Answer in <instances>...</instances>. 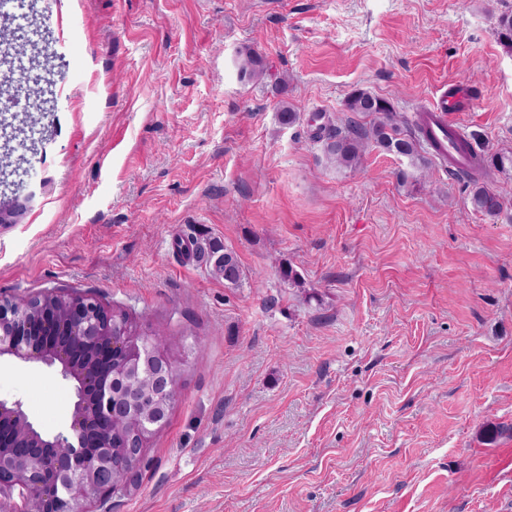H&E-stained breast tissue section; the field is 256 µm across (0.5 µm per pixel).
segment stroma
Listing matches in <instances>:
<instances>
[{
    "mask_svg": "<svg viewBox=\"0 0 512 512\" xmlns=\"http://www.w3.org/2000/svg\"><path fill=\"white\" fill-rule=\"evenodd\" d=\"M512 0H37L15 24L57 98L7 116L0 296L94 294L160 333L166 425L109 512H512V171L508 208L467 206L432 162L372 147L337 168L310 119L363 89L409 117L441 86L472 145L512 152ZM258 52L260 81L239 54ZM288 104L293 126L277 113ZM215 240L225 285L177 245ZM291 266L299 283L282 279ZM0 398L45 433L75 384L0 357ZM196 254L215 276L224 279L225 284L238 286L241 283L243 272L234 251L209 241L205 246H199Z\"/></svg>",
    "mask_w": 512,
    "mask_h": 512,
    "instance_id": "1",
    "label": "stroma"
}]
</instances>
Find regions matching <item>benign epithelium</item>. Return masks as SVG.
<instances>
[{"mask_svg":"<svg viewBox=\"0 0 512 512\" xmlns=\"http://www.w3.org/2000/svg\"><path fill=\"white\" fill-rule=\"evenodd\" d=\"M17 201L0 200V224H16ZM49 367L77 383L69 426L47 437L19 400L0 399V512H99L119 486L116 472L144 461L145 443L119 441L116 430L146 411L161 428L176 389L177 370L161 346L147 349L118 331L112 307L89 294L48 290L22 301L0 296V357Z\"/></svg>","mask_w":512,"mask_h":512,"instance_id":"1","label":"benign epithelium"}]
</instances>
